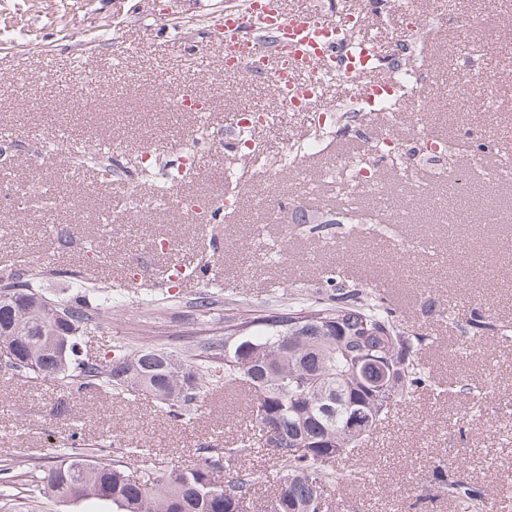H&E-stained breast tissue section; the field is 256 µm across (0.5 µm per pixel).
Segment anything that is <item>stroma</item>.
<instances>
[{
  "mask_svg": "<svg viewBox=\"0 0 512 512\" xmlns=\"http://www.w3.org/2000/svg\"><path fill=\"white\" fill-rule=\"evenodd\" d=\"M241 0H0V175L13 186H45L49 202L27 215L0 194V263L24 259L52 268L86 269L125 294L112 324L94 334L102 351L115 344L150 343L193 351L205 335L243 318L299 309L323 297L329 271L383 295L404 327L423 332L422 359L441 385L474 384L480 396L424 391L397 403L373 439L345 465L350 478L332 493L336 512H396L424 493L437 465L458 460L465 477L486 489L497 512H512L502 485L512 475V339L465 343L458 314L490 310L512 328V257L501 254L512 228L486 224L488 202L512 205V185L493 197L474 196L468 223L449 230L444 209H429L423 222L383 225L332 224L318 233L293 223L290 210L337 214L326 180L334 153L303 154L301 170L278 166L291 146L319 132L336 134L337 152L368 161L400 208L409 196L388 163L367 157L351 133H340L345 90L330 93L315 127L313 113L292 112L286 125L257 124L250 135L271 167L245 169L237 107L276 111L272 87L259 79L224 75L219 28L224 11ZM454 23L441 29L430 55L434 93H450L467 125L442 121L433 112H401L391 146L417 163L421 176L446 193L444 172L465 174L469 155H420L417 136L441 143L475 134L512 143V40L472 42L457 34L458 21L482 13L493 0H454ZM497 74L489 86L480 74ZM194 90L203 112H169L168 94ZM72 139L60 142L57 131ZM111 149H103V142ZM149 145L151 185L142 184V145ZM193 154L198 175L171 185L169 172ZM247 170L235 211L223 223H201L187 199L201 204L224 196L217 172ZM286 204L279 217L255 212L259 198ZM67 227L77 245L59 247L53 226ZM172 239L173 250H151V240ZM94 242L98 253L87 252ZM193 260L219 272L223 282L207 315L193 300L195 284L170 287L175 261ZM163 296L153 310L143 295ZM62 392L54 382L0 376V465L14 477L13 495L0 512H112L110 504L84 500L60 504L37 496L34 485L54 465L58 445L107 447L119 456L123 437H133L144 456L130 467L164 468L224 448L245 429L249 402L228 390L212 396L190 422L170 418L145 397H120L102 389L70 399L56 411Z\"/></svg>",
  "mask_w": 512,
  "mask_h": 512,
  "instance_id": "stroma-1",
  "label": "stroma"
}]
</instances>
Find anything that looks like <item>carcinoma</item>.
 Wrapping results in <instances>:
<instances>
[{"mask_svg": "<svg viewBox=\"0 0 512 512\" xmlns=\"http://www.w3.org/2000/svg\"><path fill=\"white\" fill-rule=\"evenodd\" d=\"M295 223L313 229L323 216L299 210ZM63 276L77 287L65 297L46 294L44 282ZM306 308L283 316L247 317V333L209 337L194 359L143 345L88 352L82 336L100 330L112 315V288L88 284L86 273L0 265V373L47 379L77 397L103 386L144 395L177 420L222 389L251 394L246 434L223 453L190 465L134 471L104 449L57 450L56 464L37 481L39 496L69 503L93 498L112 512H248L255 482L239 472L242 455L270 448L277 488L264 512H333L331 489L340 483V461L388 418L392 408L432 378L419 355L425 336L401 327L385 297L365 288L336 286ZM508 330L474 309L465 319L467 339L480 342ZM13 336L22 357L12 359ZM55 336L68 338L66 358L46 351ZM275 432L276 440L268 438ZM428 497H445L457 512H494L483 487L459 467L439 465L427 478Z\"/></svg>", "mask_w": 512, "mask_h": 512, "instance_id": "cac0c4a2", "label": "carcinoma"}]
</instances>
